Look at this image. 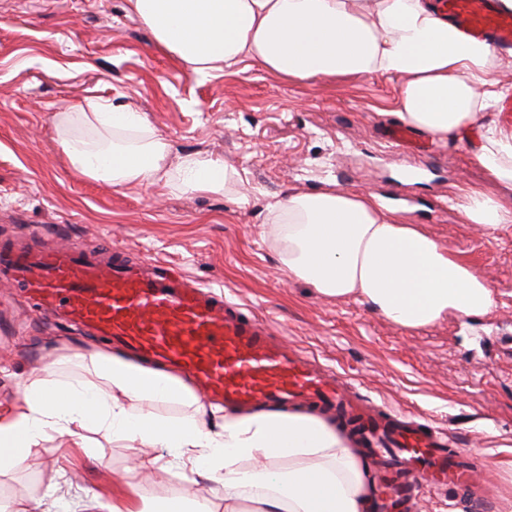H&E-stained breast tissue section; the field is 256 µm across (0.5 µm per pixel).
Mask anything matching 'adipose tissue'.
<instances>
[{
    "instance_id": "ef3b65f1",
    "label": "adipose tissue",
    "mask_w": 512,
    "mask_h": 512,
    "mask_svg": "<svg viewBox=\"0 0 512 512\" xmlns=\"http://www.w3.org/2000/svg\"><path fill=\"white\" fill-rule=\"evenodd\" d=\"M157 44L200 78L251 60L295 82L395 75L398 117L448 138L483 130L472 159L512 188V132L483 123L508 93L496 72L503 54L466 36L435 0H128ZM60 144L72 168L113 187L163 183L180 193L234 196L239 173L195 153L169 164V142L144 113L92 103L66 113ZM465 223L493 232L512 224V207L457 185ZM288 277L330 299L356 297L385 319L419 329L455 314L482 316L492 287L475 267L420 225L402 221L370 192H297L267 206ZM101 386L36 380L21 406L0 420V476L15 470L55 432L74 448L85 430L167 449L170 470L203 471L224 489V512H368L369 470L347 439L303 412L259 409L204 420L206 406L170 372L103 352L91 357ZM178 400L192 415L177 422L136 412L135 402ZM274 459L284 468L271 467Z\"/></svg>"
}]
</instances>
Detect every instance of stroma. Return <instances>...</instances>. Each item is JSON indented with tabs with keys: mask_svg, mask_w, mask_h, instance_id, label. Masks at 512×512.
Instances as JSON below:
<instances>
[{
	"mask_svg": "<svg viewBox=\"0 0 512 512\" xmlns=\"http://www.w3.org/2000/svg\"><path fill=\"white\" fill-rule=\"evenodd\" d=\"M402 81L373 75L301 83L252 62L206 80L179 68L127 0H0V243L111 242L130 258L173 266L223 291L276 335L336 372L369 408L415 414L447 431L479 467L468 495L421 488L420 512H499L512 493V225L466 224L455 186L512 205V190L472 162L465 140L419 138L428 153L396 149ZM105 100L143 112L172 158L201 153L235 168L245 198L180 194L157 183L111 188L74 171L58 142L60 113ZM360 189L397 207L490 281L486 316L451 315L407 330L350 297L336 301L286 277L267 204L291 192ZM101 337L57 329L25 294L0 285V417L22 402L27 378L90 380ZM85 448L48 434L0 499L36 512H163L181 494L224 508L223 487L200 474L152 483L130 472L134 450L103 430Z\"/></svg>",
	"mask_w": 512,
	"mask_h": 512,
	"instance_id": "1",
	"label": "stroma"
}]
</instances>
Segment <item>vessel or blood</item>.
<instances>
[{
	"mask_svg": "<svg viewBox=\"0 0 512 512\" xmlns=\"http://www.w3.org/2000/svg\"><path fill=\"white\" fill-rule=\"evenodd\" d=\"M468 36L512 48V13L495 0H439ZM0 271L39 309L83 325L157 363L187 373L198 393L228 407L311 405L360 416L330 369L300 356L272 328L182 273L109 261L63 243L47 250L0 247ZM365 455L380 484L372 512H414L415 486L466 493L478 466L444 435L403 413L365 420Z\"/></svg>",
	"mask_w": 512,
	"mask_h": 512,
	"instance_id": "b4317fda",
	"label": "vessel or blood"
}]
</instances>
